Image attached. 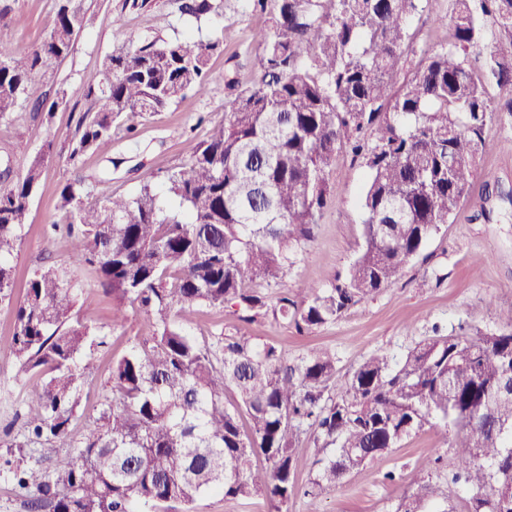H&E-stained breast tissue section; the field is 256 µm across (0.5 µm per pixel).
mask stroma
<instances>
[{
	"instance_id": "35a3bbf8",
	"label": "stroma",
	"mask_w": 512,
	"mask_h": 512,
	"mask_svg": "<svg viewBox=\"0 0 512 512\" xmlns=\"http://www.w3.org/2000/svg\"><path fill=\"white\" fill-rule=\"evenodd\" d=\"M81 5L95 13L94 26L79 34L66 59L38 70L29 86L34 97L63 91L65 104L51 116L36 117L23 102L0 119V170L10 171L0 179V188L10 186L26 166L25 158L14 151L17 133H24L30 153L48 144L57 153L30 203L25 236L12 260L21 273L39 265L46 256L42 252L45 233L63 220L59 192L64 183L104 178L113 193L129 196L144 182L162 184L168 171L188 162L210 130L223 121L224 106L235 95L234 89L224 84L225 72L238 71L245 83L252 79L254 33L268 21L267 16L245 9L243 0H224L222 17L200 20L180 15L174 0H154L147 11L128 15L124 27L118 29L112 17L120 11L122 0H82ZM0 6L8 7L14 18L12 29L0 33V49L17 41L39 44L54 22L55 0H0ZM424 6L422 20L412 25L414 51L409 59L414 63L419 62L422 52L439 49L449 37L448 29L434 26L432 20L449 14L450 0H425ZM188 33L218 45L209 57L212 80L207 93L186 94L163 112L142 120L134 131L116 125L110 156L90 153L78 165L67 163L65 155L76 134L78 117L90 105L84 75L96 69L105 55L138 45L144 35L170 40ZM486 136L496 149L477 161L470 198L390 286L305 335L270 315L244 322L234 307L207 305L197 307L187 331L202 346L222 332L247 337L254 343H272L292 362L312 348L329 349L336 354V380L340 383L350 377L365 355L376 350L400 358L433 332L455 335L463 325L485 334L500 332L512 323V204L497 202L489 222L480 219L478 213L484 182L496 180L512 188V114L499 113L488 125ZM365 179L361 161L338 157L328 173V181L336 190L315 236L293 256L282 286L268 287L270 296H278L284 289L299 301L304 286L326 288L336 275L347 273L363 243L358 198ZM53 241L47 256L79 288L76 317L94 328L97 344L67 437L24 446V413L41 377L23 369L8 351L20 293L0 300V512H28L27 503L34 495L33 490L18 487L10 461L21 459L26 465L47 469L57 458L75 452L87 433L88 419L112 397L113 362L153 333L150 317L132 305L127 308L124 325L113 326L112 300L99 286L94 271L72 264L64 236H55ZM452 438L449 426L439 418H430L364 470L347 476L340 486L317 496L302 493L290 504L289 512H393L403 496L424 484L447 487L449 503L457 512H466L465 490L448 483L446 473L433 472L428 464L434 453H450ZM167 512H273V508L262 496L236 500L205 495L191 509L172 503Z\"/></svg>"
}]
</instances>
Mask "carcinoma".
Segmentation results:
<instances>
[{
	"instance_id": "cac0c4a2",
	"label": "carcinoma",
	"mask_w": 512,
	"mask_h": 512,
	"mask_svg": "<svg viewBox=\"0 0 512 512\" xmlns=\"http://www.w3.org/2000/svg\"><path fill=\"white\" fill-rule=\"evenodd\" d=\"M271 15L256 31L254 78L224 106V121L189 161L167 174L164 191L147 182L131 197L99 182L96 202L81 180L60 190L63 230L72 262L89 266L112 296V324L136 304L153 320L149 339L112 366V401L87 425L76 455L52 469L18 468L35 488L29 512H133L169 502L188 507L204 494L246 500L265 496L288 512L299 489L293 448L311 430L331 447L306 494L338 486L397 445L427 417L452 425L447 469L468 493L467 512H512V395L498 390L512 373V324L498 334L427 338L399 361L365 357L336 384V354L314 349L288 365L272 343L221 333L200 347L184 323L199 305L230 304L240 318L273 317L307 333L377 293L468 198L476 160L493 152L487 126L512 99V0H452L451 39L405 66L411 23L424 0H245ZM150 0H124L113 24ZM223 0H178L199 19L220 15ZM93 16L77 0H57L53 26L37 47L17 42L0 51V117L25 99L51 115L59 99L32 98L33 71L66 58ZM219 47L192 37L142 38L106 55L84 78L91 107L79 115L67 162L112 149L114 124L133 130L188 92L208 84L209 55ZM24 175L0 188V299L22 290L10 354L45 373L32 392L27 441L68 435L94 329L68 324L79 289L48 261L17 279L10 259L53 146L34 155L24 139ZM367 170L360 208L363 244L344 278L309 286L300 302L280 292L269 304L258 286L278 283L290 255L313 239L327 206L326 174L340 153ZM230 382L239 401L224 402ZM246 413L248 427L241 424ZM262 456L269 468L255 467ZM394 512H454L447 491L399 500Z\"/></svg>"
}]
</instances>
